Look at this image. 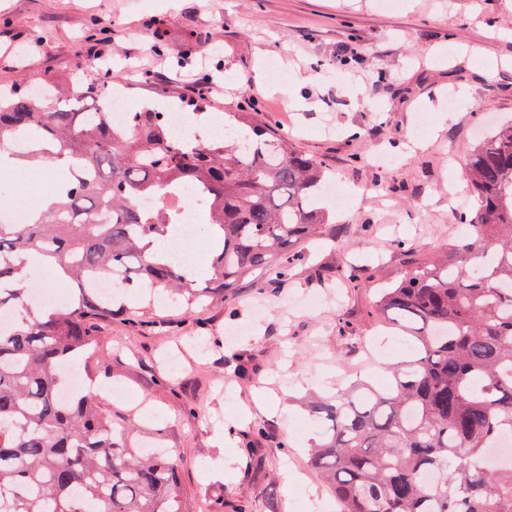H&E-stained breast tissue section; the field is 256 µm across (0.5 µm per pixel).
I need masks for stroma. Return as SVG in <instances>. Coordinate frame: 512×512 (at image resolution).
Here are the masks:
<instances>
[{
	"instance_id": "obj_1",
	"label": "stroma",
	"mask_w": 512,
	"mask_h": 512,
	"mask_svg": "<svg viewBox=\"0 0 512 512\" xmlns=\"http://www.w3.org/2000/svg\"><path fill=\"white\" fill-rule=\"evenodd\" d=\"M50 78L118 88L136 110L183 109L211 79L207 112L288 135L344 190L328 204L335 231L297 244L306 259L288 280L247 281L189 313L156 297L102 326L79 376L129 389L103 406L177 456L181 512H338L301 403L346 371L389 382L399 346L382 289L467 237L468 156L512 119V0H0V86ZM60 175L33 164L1 178L0 206L35 205ZM262 387L286 413L257 403Z\"/></svg>"
}]
</instances>
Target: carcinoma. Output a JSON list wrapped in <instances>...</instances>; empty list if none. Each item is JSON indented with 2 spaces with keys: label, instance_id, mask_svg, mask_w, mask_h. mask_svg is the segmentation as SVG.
Here are the masks:
<instances>
[{
  "label": "carcinoma",
  "instance_id": "cac0c4a2",
  "mask_svg": "<svg viewBox=\"0 0 512 512\" xmlns=\"http://www.w3.org/2000/svg\"><path fill=\"white\" fill-rule=\"evenodd\" d=\"M52 87V102L0 88V149L25 139L21 156L68 166L36 216L0 224V311L14 312L0 331V512H180L178 459L136 447L92 390L67 388L112 320L92 283L112 276L188 306L245 280L281 283L293 247L329 223L325 165L242 115L249 132L226 126L205 143L177 139L148 106L116 132L94 85ZM467 179L470 236L382 291L408 348L392 381L307 406L321 428L310 463L342 512H512V462L488 457L512 434L511 121L476 144ZM185 188L223 238L206 279L148 252L178 210L134 204ZM34 255L70 294L46 316L27 302Z\"/></svg>",
  "mask_w": 512,
  "mask_h": 512
}]
</instances>
